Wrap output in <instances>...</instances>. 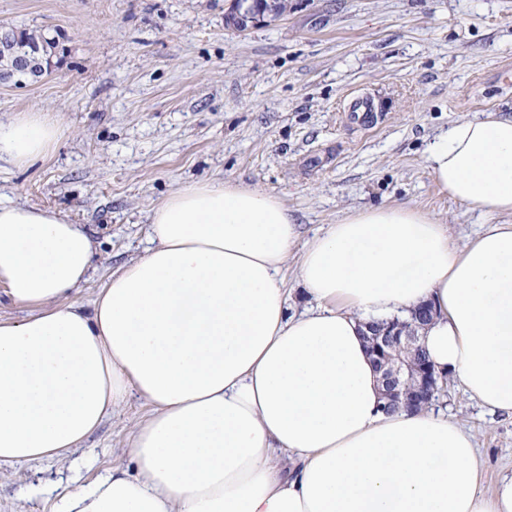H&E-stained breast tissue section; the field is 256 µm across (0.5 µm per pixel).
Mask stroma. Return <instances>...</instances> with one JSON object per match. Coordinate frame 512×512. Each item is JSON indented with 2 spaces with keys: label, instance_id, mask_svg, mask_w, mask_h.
I'll return each mask as SVG.
<instances>
[{
  "label": "stroma",
  "instance_id": "stroma-1",
  "mask_svg": "<svg viewBox=\"0 0 512 512\" xmlns=\"http://www.w3.org/2000/svg\"><path fill=\"white\" fill-rule=\"evenodd\" d=\"M230 0H0V26L58 31L52 71L0 84V119L56 116L55 150L0 161V199L56 209L97 245L90 305L139 256L148 211L182 184L231 180L282 198L306 236L354 209L407 205L464 242L478 212L440 194L425 161L433 138L486 112L512 114V0H288L241 31ZM363 95L369 122L348 106ZM435 408L475 438L480 483L512 474V415L449 381ZM150 412L130 395L64 458L0 468V512H54L74 480L132 467L129 434Z\"/></svg>",
  "mask_w": 512,
  "mask_h": 512
}]
</instances>
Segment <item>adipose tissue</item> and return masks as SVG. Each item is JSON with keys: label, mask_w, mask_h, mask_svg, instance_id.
<instances>
[{"label": "adipose tissue", "mask_w": 512, "mask_h": 512, "mask_svg": "<svg viewBox=\"0 0 512 512\" xmlns=\"http://www.w3.org/2000/svg\"><path fill=\"white\" fill-rule=\"evenodd\" d=\"M58 123L0 121V160L47 156ZM442 193L492 216L464 244L422 210H355L309 240L281 198L225 181L152 206L148 245L72 302L95 249L85 225L0 201V467L69 455L130 394L151 407L115 466L56 512H512V476L485 492L462 424L381 410L363 339L373 318L436 316L437 368L512 414V114L454 123L425 150ZM315 307L290 316L283 272Z\"/></svg>", "instance_id": "1"}]
</instances>
